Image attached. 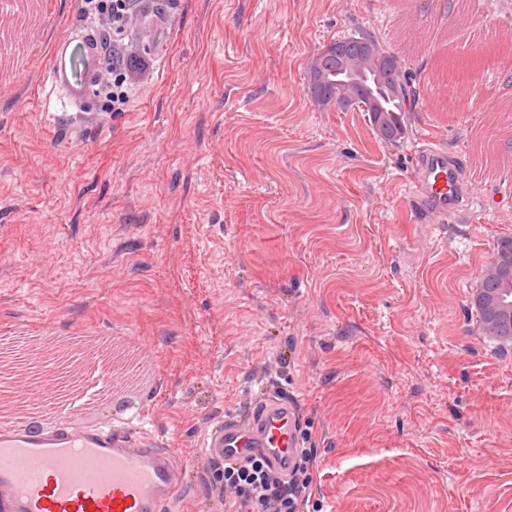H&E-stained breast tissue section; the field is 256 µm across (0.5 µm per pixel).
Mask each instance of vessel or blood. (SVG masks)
Returning <instances> with one entry per match:
<instances>
[{
    "label": "vessel or blood",
    "mask_w": 512,
    "mask_h": 512,
    "mask_svg": "<svg viewBox=\"0 0 512 512\" xmlns=\"http://www.w3.org/2000/svg\"><path fill=\"white\" fill-rule=\"evenodd\" d=\"M416 177L406 190L427 224L483 206L461 177L455 158L425 139ZM87 399L75 400L62 422L31 427L0 421V512H173L188 469L170 441L127 427L83 423ZM298 418L288 399L270 397L250 414L214 423L202 446L211 464L250 455L287 474L300 446Z\"/></svg>",
    "instance_id": "vessel-or-blood-1"
}]
</instances>
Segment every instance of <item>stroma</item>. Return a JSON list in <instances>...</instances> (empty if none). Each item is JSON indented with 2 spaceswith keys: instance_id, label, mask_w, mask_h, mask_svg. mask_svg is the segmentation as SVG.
Masks as SVG:
<instances>
[{
  "instance_id": "obj_1",
  "label": "stroma",
  "mask_w": 512,
  "mask_h": 512,
  "mask_svg": "<svg viewBox=\"0 0 512 512\" xmlns=\"http://www.w3.org/2000/svg\"><path fill=\"white\" fill-rule=\"evenodd\" d=\"M75 0H0V341L106 348L131 394L86 423L171 439L175 512H224L200 444L266 393L314 458L305 512H512V347L468 298L512 235V0H168L129 112L78 116L54 83ZM403 52L419 100L400 142L310 96L330 40ZM465 85L468 104L452 93ZM434 133L486 213L426 224L405 197Z\"/></svg>"
}]
</instances>
